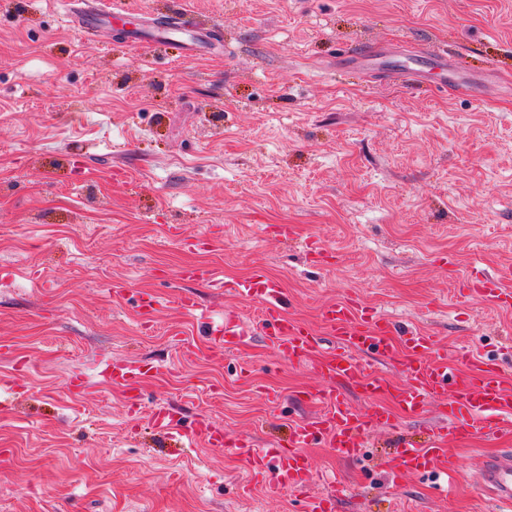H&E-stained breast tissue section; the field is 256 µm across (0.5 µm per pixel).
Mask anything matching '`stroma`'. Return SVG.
<instances>
[{
  "label": "stroma",
  "instance_id": "35a3bbf8",
  "mask_svg": "<svg viewBox=\"0 0 512 512\" xmlns=\"http://www.w3.org/2000/svg\"><path fill=\"white\" fill-rule=\"evenodd\" d=\"M54 2L0 0V512H305L306 495L252 484L232 444L287 439L321 381L269 344L255 301L183 280L189 265L263 269L318 330L324 305L352 299L449 357L512 368V310L458 292L471 271H512V0H113L219 31L195 58L117 24L77 29ZM372 43L438 47L490 92L349 64ZM228 311L254 330L245 346L208 334ZM114 362L149 365L138 409L107 383ZM160 405L186 429L208 417L226 446L154 430ZM437 422L395 419L354 459L307 448L309 493L348 486L336 512H487L471 476L512 439L453 442L444 492L383 465Z\"/></svg>",
  "mask_w": 512,
  "mask_h": 512
}]
</instances>
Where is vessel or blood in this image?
<instances>
[{
	"label": "vessel or blood",
	"instance_id": "1",
	"mask_svg": "<svg viewBox=\"0 0 512 512\" xmlns=\"http://www.w3.org/2000/svg\"><path fill=\"white\" fill-rule=\"evenodd\" d=\"M66 6L73 26L84 30L111 24L118 18L117 12L106 9L100 0H67ZM428 66L444 71L445 57L440 50L430 48L413 55L398 76L416 80ZM443 82L449 89L465 90L468 96L477 99L482 96L479 89L465 85L455 74L445 73ZM230 289L235 295L254 299L261 305L264 333L289 364H312L323 382L322 389L308 394L307 399L322 403L324 412L291 428L288 449H281L275 443L257 448L247 440L235 445L247 471L264 479L270 493L305 487L313 468L305 448L321 441L343 457H359L367 437L391 427L398 416L418 418L434 407L441 421L423 445L405 443L397 449L389 465L395 478L405 473L436 477L443 472L457 471L459 464L448 448L449 440L496 436L503 433L505 423L512 421V382L505 381L498 363L465 352L461 359L472 371L461 374L458 368L449 365L447 350L439 348L432 336L418 330L397 336L393 322L374 311L359 309L352 300L327 306L322 314L324 328L315 330L287 315L280 304L283 295L280 284L260 272L232 283ZM461 292L500 308L512 307V284L501 274L472 277L463 282ZM210 333L225 343L239 344L250 331L229 312L223 323L211 327ZM326 335L337 339L338 345L323 356L319 350ZM370 353L397 369L405 379L404 385H396L384 375L369 370L362 357ZM144 375L142 366L124 363L113 366L107 379L112 386L131 394ZM340 382L360 393L367 403L366 410L355 409L337 391ZM384 396L394 402V410L380 406L379 400ZM150 420L157 430L176 439L212 448L224 445L222 430L210 422L198 421L186 433L169 412H153ZM475 482L488 493L490 502L511 504L512 448L489 456ZM346 491V486L339 484L331 494L309 497L307 512H335L337 500Z\"/></svg>",
	"mask_w": 512,
	"mask_h": 512
}]
</instances>
